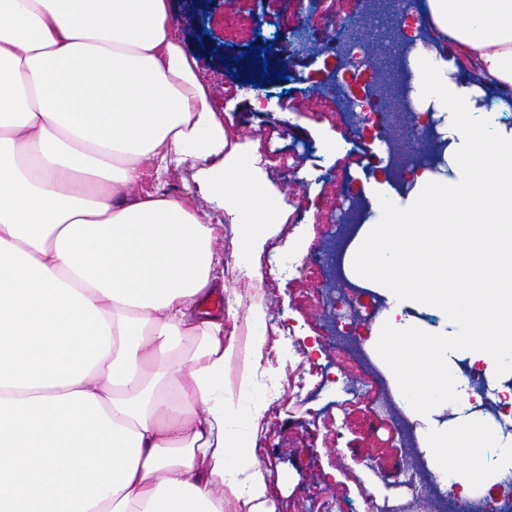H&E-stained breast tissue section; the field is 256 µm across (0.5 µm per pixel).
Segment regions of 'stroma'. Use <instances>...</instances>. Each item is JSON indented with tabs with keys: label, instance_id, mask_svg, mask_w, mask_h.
<instances>
[{
	"label": "stroma",
	"instance_id": "obj_1",
	"mask_svg": "<svg viewBox=\"0 0 512 512\" xmlns=\"http://www.w3.org/2000/svg\"><path fill=\"white\" fill-rule=\"evenodd\" d=\"M187 9V0H171L185 54L197 62L213 103L228 113L224 121L228 138L255 143L262 152L293 140L309 146L297 159V174L273 179L288 212L281 232L268 241L261 257V278H239L232 265L224 267L227 291L260 302L278 322L269 331L279 349L270 362L276 394L262 422L257 450L278 512H305L311 497L392 495L405 476L407 446L389 429L373 427L374 391L353 393L351 385L332 383L322 372L309 378L301 395L288 389L289 371L298 368L305 356L326 363L322 341L326 327L336 320L335 305L310 301L314 284L296 266L325 244L327 227L317 218L325 201L338 194L341 183L359 190L370 177L368 165L347 153L345 142L360 140L369 153L377 145L374 129H360L337 111L335 102L302 95L311 76L323 70L325 59L297 55L286 33L301 17L319 42H327L329 16L365 13L364 0H329L324 16L303 12L299 0H229L225 8L211 9L200 28L187 21ZM265 35L275 38L280 55L288 61V78L275 87L281 103L274 107L254 105L249 91L226 75L222 61L226 55L250 54ZM415 35L426 50L445 52L449 83L472 92L470 113L487 119L502 136L512 135V99L497 97L495 87L484 83L461 49L432 26L418 28ZM194 174L187 164L162 178L148 177L146 184L172 196L194 194L202 218L223 221V206L199 194ZM339 402L345 409L337 418L341 437L335 441L327 434L323 416ZM383 472L388 475L384 481L379 478Z\"/></svg>",
	"mask_w": 512,
	"mask_h": 512
}]
</instances>
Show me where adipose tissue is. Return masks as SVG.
Segmentation results:
<instances>
[{
    "label": "adipose tissue",
    "mask_w": 512,
    "mask_h": 512,
    "mask_svg": "<svg viewBox=\"0 0 512 512\" xmlns=\"http://www.w3.org/2000/svg\"><path fill=\"white\" fill-rule=\"evenodd\" d=\"M488 84L512 87V0H428ZM440 111L466 89L435 57ZM251 144L229 143L169 0H0V512H276L256 454L270 404L267 313L248 317V369L226 322L214 249L232 224L246 276L287 205ZM193 164L225 223L140 183ZM199 340L181 354L184 337ZM491 422L435 430L473 468Z\"/></svg>",
    "instance_id": "obj_1"
}]
</instances>
